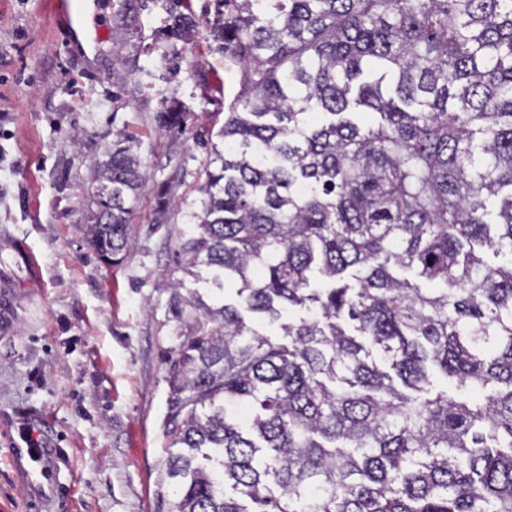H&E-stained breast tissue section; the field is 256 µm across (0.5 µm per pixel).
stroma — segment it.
<instances>
[{
  "label": "stroma",
  "instance_id": "obj_1",
  "mask_svg": "<svg viewBox=\"0 0 512 512\" xmlns=\"http://www.w3.org/2000/svg\"><path fill=\"white\" fill-rule=\"evenodd\" d=\"M172 0H105L87 54L49 0H0V512H170L163 479L173 397L168 359L182 331L161 289L242 65L211 50L216 0H190L193 44L163 34ZM179 102L184 131L157 114ZM125 140L147 166L129 222L134 244L104 264L87 243L90 172ZM171 187L168 208L160 194ZM41 429L42 497L10 452Z\"/></svg>",
  "mask_w": 512,
  "mask_h": 512
}]
</instances>
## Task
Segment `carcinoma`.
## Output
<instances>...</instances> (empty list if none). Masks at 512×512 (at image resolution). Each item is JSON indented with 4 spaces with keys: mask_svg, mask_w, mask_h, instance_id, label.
I'll return each mask as SVG.
<instances>
[{
    "mask_svg": "<svg viewBox=\"0 0 512 512\" xmlns=\"http://www.w3.org/2000/svg\"><path fill=\"white\" fill-rule=\"evenodd\" d=\"M219 2L245 78L177 257L236 299L167 285L174 512H512V0ZM144 168L120 140L93 171L105 263Z\"/></svg>",
    "mask_w": 512,
    "mask_h": 512,
    "instance_id": "cac0c4a2",
    "label": "carcinoma"
}]
</instances>
